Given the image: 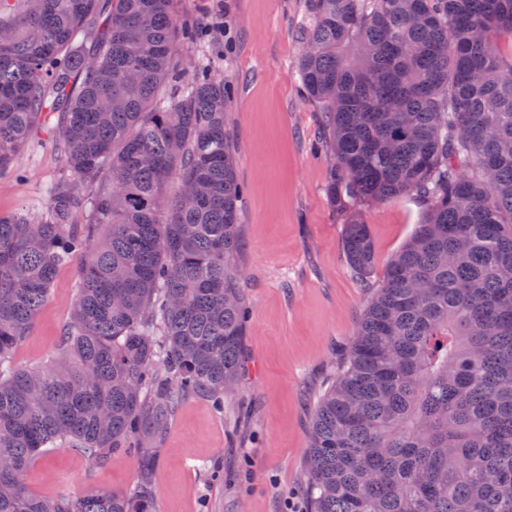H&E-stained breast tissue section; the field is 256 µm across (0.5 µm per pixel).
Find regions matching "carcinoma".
I'll use <instances>...</instances> for the list:
<instances>
[{"mask_svg":"<svg viewBox=\"0 0 512 512\" xmlns=\"http://www.w3.org/2000/svg\"><path fill=\"white\" fill-rule=\"evenodd\" d=\"M177 0H0V175L48 116L67 175L0 214V512H158L156 443L189 396L224 412L249 315L235 255L232 84L183 67ZM296 60L326 193L373 264L362 204L427 207L316 402L310 512H512V0H308ZM64 356L17 367L58 269ZM139 458L127 495L28 491L32 460Z\"/></svg>","mask_w":512,"mask_h":512,"instance_id":"1","label":"carcinoma"}]
</instances>
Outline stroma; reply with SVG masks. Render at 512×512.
Returning a JSON list of instances; mask_svg holds the SVG:
<instances>
[{"instance_id": "stroma-1", "label": "stroma", "mask_w": 512, "mask_h": 512, "mask_svg": "<svg viewBox=\"0 0 512 512\" xmlns=\"http://www.w3.org/2000/svg\"><path fill=\"white\" fill-rule=\"evenodd\" d=\"M181 20L223 15L224 49L208 43L181 50L232 82L227 127L236 143L241 184L237 263L250 316L242 370L216 413L206 397L187 398L157 443L158 512H305V458L314 402L339 372L364 309L386 269L424 220L425 206L401 194L362 208L374 245L366 274L351 267L344 224L326 195L329 161L315 149L321 114L304 95L295 60L306 0H179ZM0 177V214L40 215L45 186L63 164L47 134L32 139ZM79 275L62 266L14 361L39 369L60 357L74 316ZM135 456L117 452L102 464L59 448L28 470L27 486L62 493H130Z\"/></svg>"}]
</instances>
